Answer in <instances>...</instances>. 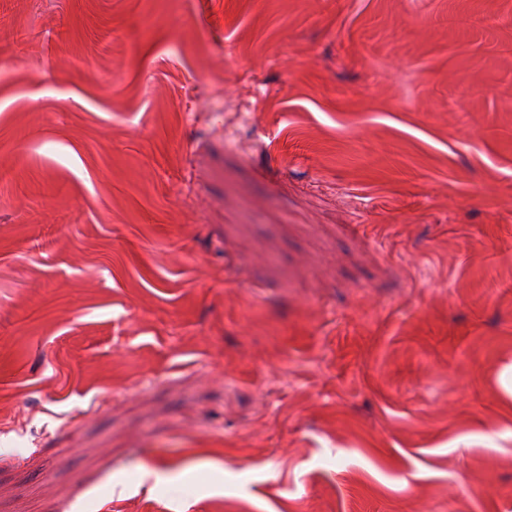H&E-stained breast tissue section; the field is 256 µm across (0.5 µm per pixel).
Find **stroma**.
Returning <instances> with one entry per match:
<instances>
[{
	"label": "stroma",
	"instance_id": "35a3bbf8",
	"mask_svg": "<svg viewBox=\"0 0 512 512\" xmlns=\"http://www.w3.org/2000/svg\"><path fill=\"white\" fill-rule=\"evenodd\" d=\"M0 512H512V0H0Z\"/></svg>",
	"mask_w": 512,
	"mask_h": 512
}]
</instances>
